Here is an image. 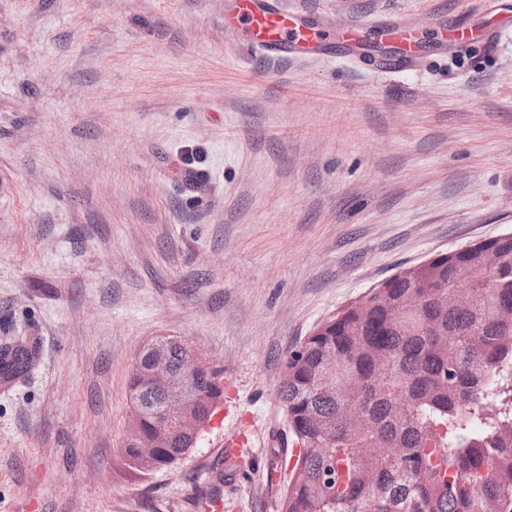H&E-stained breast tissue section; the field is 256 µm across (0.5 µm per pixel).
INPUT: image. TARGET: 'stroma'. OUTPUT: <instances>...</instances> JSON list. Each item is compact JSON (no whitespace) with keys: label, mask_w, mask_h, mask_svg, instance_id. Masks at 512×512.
I'll return each mask as SVG.
<instances>
[{"label":"stroma","mask_w":512,"mask_h":512,"mask_svg":"<svg viewBox=\"0 0 512 512\" xmlns=\"http://www.w3.org/2000/svg\"><path fill=\"white\" fill-rule=\"evenodd\" d=\"M225 4L0 0V344H39L0 384V512H278L288 349L403 268L512 231V20L434 46L495 0H286L421 33V65L389 77L260 57L225 37ZM159 336L221 368L224 400L143 472L120 454L126 382ZM495 36L496 31L489 30L487 27L458 26L448 29V32L441 34V44L459 50L467 47L477 39L490 40Z\"/></svg>","instance_id":"stroma-1"}]
</instances>
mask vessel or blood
<instances>
[{
	"instance_id": "vessel-or-blood-1",
	"label": "vessel or blood",
	"mask_w": 512,
	"mask_h": 512,
	"mask_svg": "<svg viewBox=\"0 0 512 512\" xmlns=\"http://www.w3.org/2000/svg\"><path fill=\"white\" fill-rule=\"evenodd\" d=\"M224 30L239 37L255 53L274 60L323 56L339 45L354 55L376 33L386 35L400 51L399 56L380 61V74L413 69L420 57L421 41L412 30L376 22L338 31L321 28L305 15L283 9L279 0H229L224 14ZM494 36V31L485 27L458 26L443 33L441 43L459 50L475 40H489Z\"/></svg>"
}]
</instances>
